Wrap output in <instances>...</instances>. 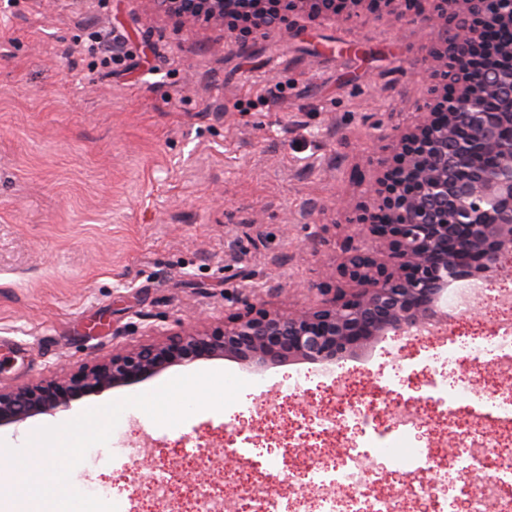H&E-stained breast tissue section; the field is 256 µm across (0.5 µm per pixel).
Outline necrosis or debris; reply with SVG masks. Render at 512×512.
<instances>
[{
    "instance_id": "1",
    "label": "necrosis or debris",
    "mask_w": 512,
    "mask_h": 512,
    "mask_svg": "<svg viewBox=\"0 0 512 512\" xmlns=\"http://www.w3.org/2000/svg\"><path fill=\"white\" fill-rule=\"evenodd\" d=\"M482 303L496 311V324L486 333L466 332L428 347L412 366L425 374V399L438 412L421 421L397 404L378 408L368 396L353 397L345 380L333 386L332 408H311L301 427L308 436L344 435L346 447L337 449L332 462H313L298 473L299 487L288 499L255 497L253 512H398L391 496L373 493L380 472L400 478L411 498L427 512H512V457H502L500 432L512 433V390L490 392L478 398L476 377L512 362V308L501 305V291L487 288ZM468 361L469 372L448 376L447 367ZM467 413L457 426L458 446L434 470V452L424 431ZM238 473L223 487H192L187 496H175L166 472L153 478L148 497L175 501V512H229L238 489L247 482ZM354 491V498H336V489Z\"/></svg>"
}]
</instances>
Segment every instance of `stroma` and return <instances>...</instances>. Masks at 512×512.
I'll return each mask as SVG.
<instances>
[{"mask_svg":"<svg viewBox=\"0 0 512 512\" xmlns=\"http://www.w3.org/2000/svg\"><path fill=\"white\" fill-rule=\"evenodd\" d=\"M303 25L294 39L256 32L244 53L236 33L180 26L150 0H0V384L49 381L120 347L223 324L245 295L259 310H309L319 303L309 284L352 290L343 243L362 227L335 203H362L397 130L429 101L411 71L432 32L395 30L369 7L354 25ZM95 30L120 37L118 62L87 52ZM322 369L271 367L263 394L238 360H201L72 410L224 371L248 382L238 402L252 414L238 430L273 446L329 399L314 384L281 399L275 386ZM233 412L173 427L138 413L122 429L145 436L148 454L121 469L83 464L70 480L110 479L124 497L161 467L178 484L224 480L248 467L229 453ZM189 448L206 449L200 466H188ZM317 454L251 469L242 495H289L292 471Z\"/></svg>","mask_w":512,"mask_h":512,"instance_id":"obj_1","label":"stroma"}]
</instances>
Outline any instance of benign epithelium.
<instances>
[{
    "label": "benign epithelium",
    "mask_w": 512,
    "mask_h": 512,
    "mask_svg": "<svg viewBox=\"0 0 512 512\" xmlns=\"http://www.w3.org/2000/svg\"><path fill=\"white\" fill-rule=\"evenodd\" d=\"M367 1L399 27L409 19L406 0H288V11L321 15L339 23ZM178 16L186 27L200 22L234 24L229 10L250 18L249 32L283 23V0H150ZM416 17L435 33L429 63L417 74L432 84L434 102L419 111L413 126L395 145L383 175L357 206V223L389 246V272L361 245L349 244L344 274L356 285L347 296L323 283L309 289L322 295L315 310H243L213 329L190 328L149 344L120 350L47 384L0 385V427L37 415L66 411L72 401L136 382L171 367L208 357L235 358L257 370L291 358L337 361L380 336L402 335L447 319L440 301L462 279L479 280L505 272L512 253V85L503 83L495 61L512 59V0H444ZM484 57L477 70L471 52ZM501 111L492 113V104ZM479 144L493 158L489 165L458 167Z\"/></svg>",
    "instance_id": "1"
}]
</instances>
